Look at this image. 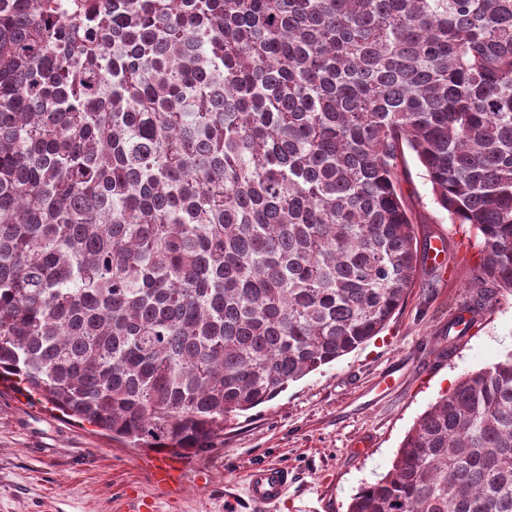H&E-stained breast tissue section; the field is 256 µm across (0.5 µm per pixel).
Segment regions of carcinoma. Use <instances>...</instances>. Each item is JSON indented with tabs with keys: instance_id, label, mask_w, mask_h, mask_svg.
Masks as SVG:
<instances>
[{
	"instance_id": "1",
	"label": "carcinoma",
	"mask_w": 512,
	"mask_h": 512,
	"mask_svg": "<svg viewBox=\"0 0 512 512\" xmlns=\"http://www.w3.org/2000/svg\"><path fill=\"white\" fill-rule=\"evenodd\" d=\"M512 293V0H0V381L198 454L414 288L407 156ZM348 512H512V352Z\"/></svg>"
}]
</instances>
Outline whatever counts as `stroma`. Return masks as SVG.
Listing matches in <instances>:
<instances>
[{
  "mask_svg": "<svg viewBox=\"0 0 512 512\" xmlns=\"http://www.w3.org/2000/svg\"><path fill=\"white\" fill-rule=\"evenodd\" d=\"M402 189L419 248L444 237L447 264L422 261L415 288L379 336L237 417L223 445L191 457L126 447L1 384L0 512H127L132 496L152 501L155 512H347L439 395L512 351V293L503 290L479 327L449 345L448 318L467 298L479 240L434 202L417 162ZM162 463L178 491L153 481ZM265 463L291 478L269 506L246 492L248 472Z\"/></svg>",
  "mask_w": 512,
  "mask_h": 512,
  "instance_id": "stroma-1",
  "label": "stroma"
}]
</instances>
